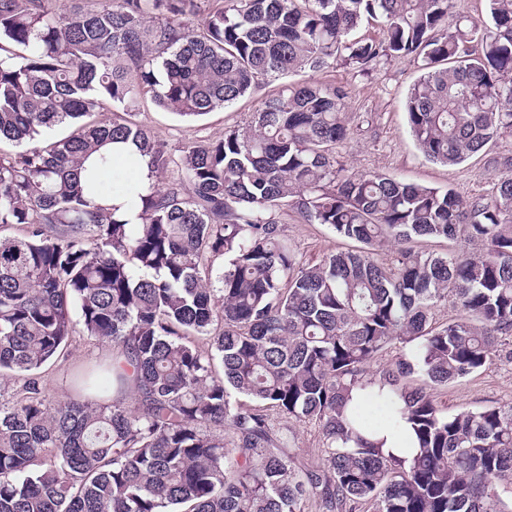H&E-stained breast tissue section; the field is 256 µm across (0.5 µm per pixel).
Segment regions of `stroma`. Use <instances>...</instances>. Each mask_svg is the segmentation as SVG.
<instances>
[{
  "label": "stroma",
  "instance_id": "35a3bbf8",
  "mask_svg": "<svg viewBox=\"0 0 512 512\" xmlns=\"http://www.w3.org/2000/svg\"><path fill=\"white\" fill-rule=\"evenodd\" d=\"M420 75L417 63L393 59L364 74L333 63L316 73L298 72L296 80L301 83L315 79L346 89L350 134L337 152L351 171L385 173L407 183L449 188L466 198L491 194L501 173L498 160L512 156V135L502 136L485 153L455 166L428 161L409 133L405 109L408 90ZM282 87L279 81L264 84L253 96L196 118L162 110L151 98H141L136 122L164 142L172 157L162 182L180 177L179 160L184 146L218 140L226 130L243 127L261 100L276 95ZM279 221L303 261L312 262L324 253L351 246L350 241L337 237L326 227L305 223L292 212L280 213ZM111 356L110 345L75 332L64 355L41 371V385L47 398L67 399L72 393L76 366L103 363ZM441 399L452 414L512 403V362L493 359L477 373L442 390Z\"/></svg>",
  "mask_w": 512,
  "mask_h": 512
}]
</instances>
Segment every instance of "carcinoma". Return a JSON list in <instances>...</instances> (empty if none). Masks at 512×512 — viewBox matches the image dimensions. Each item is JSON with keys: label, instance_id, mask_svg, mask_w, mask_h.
Returning <instances> with one entry per match:
<instances>
[{"label": "carcinoma", "instance_id": "obj_1", "mask_svg": "<svg viewBox=\"0 0 512 512\" xmlns=\"http://www.w3.org/2000/svg\"><path fill=\"white\" fill-rule=\"evenodd\" d=\"M69 2L0 0V143L15 147L0 228L23 230L0 236V379L23 377L0 382V512H512V403L450 415L435 395L512 337V174L464 198L350 171L347 92L311 81L184 147L180 180L127 181L124 210L105 203L108 146L133 144L157 174L165 145L130 119L86 120L104 98L198 117L331 59H412L409 131L454 166L512 133V0H487L486 24L455 0ZM366 16L381 39L352 38ZM288 208L359 247L303 263ZM450 301L464 315L436 322ZM78 326L112 362L52 402L39 371ZM396 344L413 348L371 373ZM293 423L319 429L313 469ZM404 429L399 454L371 439Z\"/></svg>", "mask_w": 512, "mask_h": 512}]
</instances>
